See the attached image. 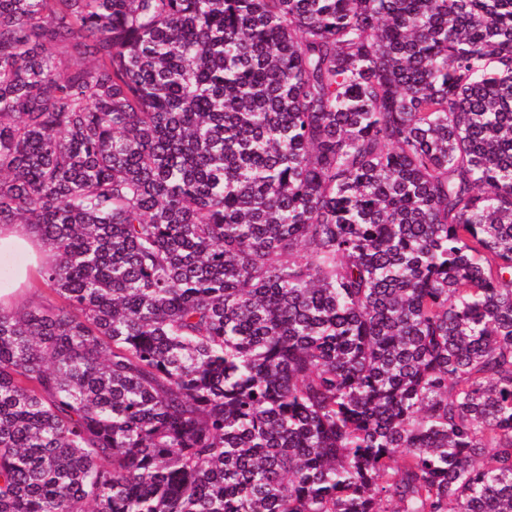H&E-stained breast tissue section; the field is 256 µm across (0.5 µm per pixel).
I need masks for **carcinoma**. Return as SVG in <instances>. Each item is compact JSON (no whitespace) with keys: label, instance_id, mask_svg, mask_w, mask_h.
I'll list each match as a JSON object with an SVG mask.
<instances>
[{"label":"carcinoma","instance_id":"1","mask_svg":"<svg viewBox=\"0 0 512 512\" xmlns=\"http://www.w3.org/2000/svg\"><path fill=\"white\" fill-rule=\"evenodd\" d=\"M0 512H512V0H0ZM42 245L40 238L29 224L0 225V251L30 249L31 244Z\"/></svg>","mask_w":512,"mask_h":512}]
</instances>
